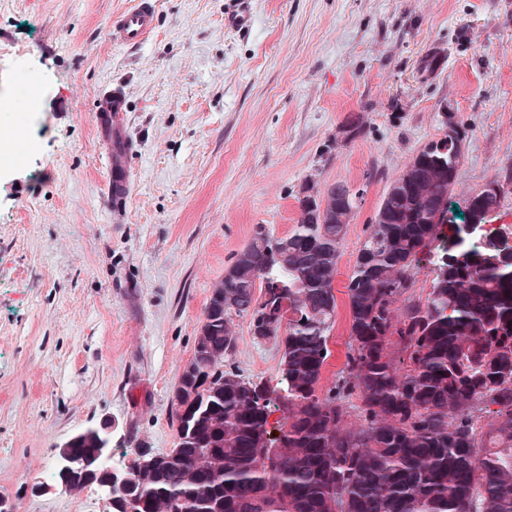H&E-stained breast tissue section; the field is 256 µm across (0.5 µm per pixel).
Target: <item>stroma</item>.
<instances>
[{
  "mask_svg": "<svg viewBox=\"0 0 512 512\" xmlns=\"http://www.w3.org/2000/svg\"><path fill=\"white\" fill-rule=\"evenodd\" d=\"M135 2L0 0V96L29 73L44 86L26 164L0 172V512H109L107 491L56 475L85 429L108 425L114 469L175 447V391L212 290L257 225L294 228L305 183L365 191L325 387L347 362L366 227L444 117L467 132L454 202L499 181L492 221L512 225V0H156L148 41L114 45L110 21ZM244 5L249 26L228 27ZM114 87L135 142L120 214L95 134ZM233 325L227 367L275 380L278 344Z\"/></svg>",
  "mask_w": 512,
  "mask_h": 512,
  "instance_id": "obj_1",
  "label": "stroma"
}]
</instances>
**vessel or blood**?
Wrapping results in <instances>:
<instances>
[{
  "label": "vessel or blood",
  "mask_w": 512,
  "mask_h": 512,
  "mask_svg": "<svg viewBox=\"0 0 512 512\" xmlns=\"http://www.w3.org/2000/svg\"><path fill=\"white\" fill-rule=\"evenodd\" d=\"M156 18L153 0H137L134 7L112 18L113 43L121 46L144 43L156 28ZM96 133L106 148L114 209L124 211L130 191L128 159L133 152V142L129 135L127 97L121 89L108 90L99 97Z\"/></svg>",
  "instance_id": "obj_1"
}]
</instances>
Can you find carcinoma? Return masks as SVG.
<instances>
[{"label": "carcinoma", "mask_w": 512, "mask_h": 512, "mask_svg": "<svg viewBox=\"0 0 512 512\" xmlns=\"http://www.w3.org/2000/svg\"><path fill=\"white\" fill-rule=\"evenodd\" d=\"M454 154L433 140L389 185L348 278L347 365L325 392L343 182L304 187L287 235L257 226L213 290L176 388L175 448H137L113 474L80 432L60 481L107 489L110 512H512V257L438 219ZM500 201L484 189L471 204L489 215ZM422 268L425 300L397 312ZM237 316L281 346L275 382L224 368Z\"/></svg>", "instance_id": "cac0c4a2"}]
</instances>
